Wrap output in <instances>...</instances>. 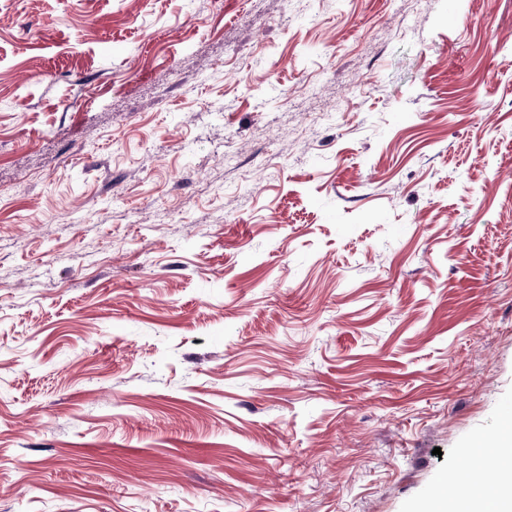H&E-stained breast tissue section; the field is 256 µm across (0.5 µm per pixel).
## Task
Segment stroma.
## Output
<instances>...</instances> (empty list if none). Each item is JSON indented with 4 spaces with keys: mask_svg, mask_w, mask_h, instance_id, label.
I'll use <instances>...</instances> for the list:
<instances>
[{
    "mask_svg": "<svg viewBox=\"0 0 512 512\" xmlns=\"http://www.w3.org/2000/svg\"><path fill=\"white\" fill-rule=\"evenodd\" d=\"M0 512H429L512 409V0H0Z\"/></svg>",
    "mask_w": 512,
    "mask_h": 512,
    "instance_id": "obj_1",
    "label": "stroma"
}]
</instances>
